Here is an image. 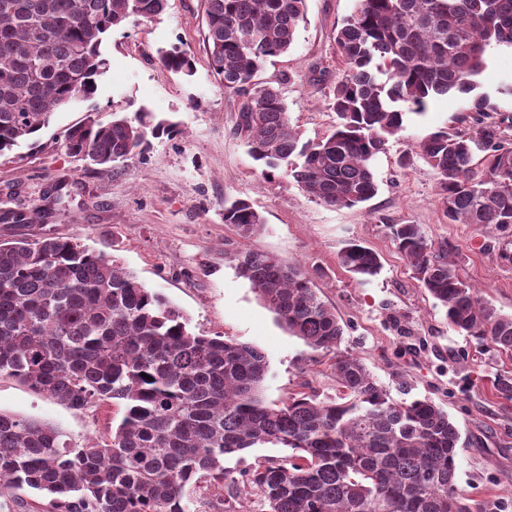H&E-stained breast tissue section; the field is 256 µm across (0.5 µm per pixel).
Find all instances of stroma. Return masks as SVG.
<instances>
[{
	"instance_id": "obj_1",
	"label": "stroma",
	"mask_w": 512,
	"mask_h": 512,
	"mask_svg": "<svg viewBox=\"0 0 512 512\" xmlns=\"http://www.w3.org/2000/svg\"><path fill=\"white\" fill-rule=\"evenodd\" d=\"M354 5L355 0H307L292 48L269 58L256 76L280 89L302 140L334 129L336 115L326 98L343 70L335 35ZM205 30L203 0H167L159 17L133 16L113 29L104 43L108 70L96 93L58 109L31 140L0 157V200L26 206L64 182L60 203L31 233L79 237L182 309L192 332L262 350L269 363L265 394L274 402L300 390L332 397L336 383L238 276L230 255L257 249L319 269L320 294L346 325L341 350L361 359L394 399L428 397L441 405L461 433L460 492L485 512H512V401L500 398L493 386L498 374L512 373V359L491 342L459 336L449 327L388 230L392 224L421 225L434 245L453 250L459 276L484 302L512 315V262L500 257L497 236L476 224L449 223L439 176L421 159L406 168L397 164L430 133L472 131L467 101L451 94L432 101L423 115H408L404 130L373 161L376 196L354 207H328L282 174L262 175L234 135L238 99L211 72ZM174 46L192 56V77L162 66L161 51ZM477 81L491 104L490 121L512 136V49L491 50ZM142 106L179 127L177 135L153 140L146 157L93 173L63 148L67 129L88 116L107 121ZM228 198L252 203L265 218L262 234L244 239L225 224ZM352 240L380 257L381 272L370 282L356 281L338 263L339 251ZM394 312L405 316L406 333L391 327L388 316ZM0 412L55 423L77 446L108 435L123 416L122 407L109 402L69 408L5 375Z\"/></svg>"
}]
</instances>
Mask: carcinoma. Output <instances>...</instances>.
I'll return each instance as SVG.
<instances>
[{"label": "carcinoma", "mask_w": 512, "mask_h": 512, "mask_svg": "<svg viewBox=\"0 0 512 512\" xmlns=\"http://www.w3.org/2000/svg\"><path fill=\"white\" fill-rule=\"evenodd\" d=\"M167 0H0V157L44 128L57 109L88 98L108 68L103 44L131 16L152 20ZM213 75L239 98L234 133L262 174L280 170L309 198L352 207L372 199V162L409 114L432 99L469 94L495 48H512V0H357L336 31L344 64L327 98L334 130L314 141L290 124L278 89L255 81L288 51L306 0H204ZM161 64L184 76L194 60L176 48ZM472 97L475 134L434 132L414 154L439 175L450 224L512 231V139L486 122ZM177 126L141 108L68 129L63 146L91 170L146 153ZM483 152L476 158L477 152ZM60 195L0 207L15 230L40 222ZM224 223L243 238L265 219L243 198L224 201ZM390 236L419 286L459 335L512 355V315L483 302L418 224ZM264 306L313 353L331 355L338 395L297 392L265 400V354L223 336L191 332L163 295L77 237L13 234L0 240V375L75 410L112 401L124 414L110 436L81 447L57 426L0 412V497L18 512H200L224 481V456L272 444L284 455L231 481L222 512L257 494L261 512H473L458 491L459 431L430 398L394 400L364 363L339 350L344 322L315 283L260 250L232 256ZM338 263L359 282L376 276V252L355 241ZM149 378H144V375ZM47 502H29L22 491Z\"/></svg>", "instance_id": "obj_1"}]
</instances>
